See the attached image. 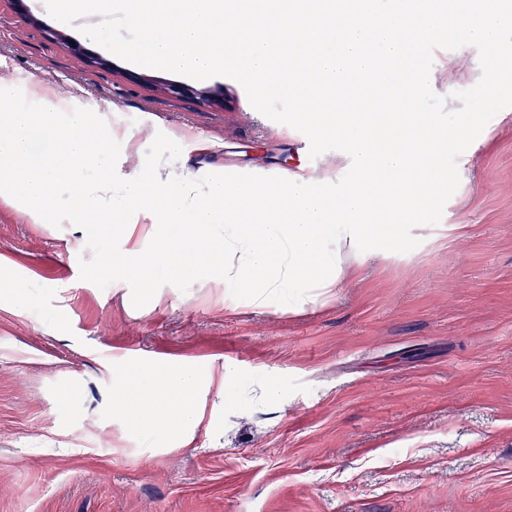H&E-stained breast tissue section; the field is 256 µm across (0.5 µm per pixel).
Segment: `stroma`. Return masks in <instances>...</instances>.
<instances>
[{
	"instance_id": "35a3bbf8",
	"label": "stroma",
	"mask_w": 512,
	"mask_h": 512,
	"mask_svg": "<svg viewBox=\"0 0 512 512\" xmlns=\"http://www.w3.org/2000/svg\"><path fill=\"white\" fill-rule=\"evenodd\" d=\"M24 5L0 0V75L104 118L121 177L160 132L188 133L171 168L199 177L330 170L334 152L310 158L305 135L236 80L134 65L45 0ZM480 76L474 47L435 50L448 108ZM172 83L223 103L171 95ZM457 167L440 222L413 230L417 248L367 254L335 295L296 309L203 280L134 307L128 286L81 279L82 229L0 201V267L23 289H0V512H512V111ZM184 368L202 414L189 425L184 394L153 397L149 379Z\"/></svg>"
}]
</instances>
